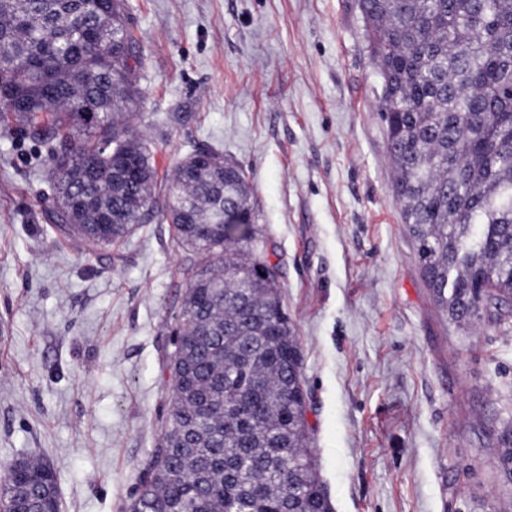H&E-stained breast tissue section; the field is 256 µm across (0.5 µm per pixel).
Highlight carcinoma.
Returning a JSON list of instances; mask_svg holds the SVG:
<instances>
[{
    "instance_id": "obj_1",
    "label": "carcinoma",
    "mask_w": 512,
    "mask_h": 512,
    "mask_svg": "<svg viewBox=\"0 0 512 512\" xmlns=\"http://www.w3.org/2000/svg\"><path fill=\"white\" fill-rule=\"evenodd\" d=\"M383 78L392 192L423 281L456 324L512 317V0H359ZM136 43L123 0H0V118L51 144L58 228L108 245L157 215L189 250L172 396L129 512H332L308 448L303 364L276 267L244 248L257 214L244 169L195 166L155 192L129 106ZM128 153L139 173L113 167ZM94 206L77 210L78 197ZM106 214L110 224L93 226ZM266 275H261V272ZM512 476V426L497 432ZM55 474L0 464V497Z\"/></svg>"
}]
</instances>
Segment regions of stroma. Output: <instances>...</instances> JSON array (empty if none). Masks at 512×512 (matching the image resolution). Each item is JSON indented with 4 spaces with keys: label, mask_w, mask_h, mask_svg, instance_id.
<instances>
[{
    "label": "stroma",
    "mask_w": 512,
    "mask_h": 512,
    "mask_svg": "<svg viewBox=\"0 0 512 512\" xmlns=\"http://www.w3.org/2000/svg\"><path fill=\"white\" fill-rule=\"evenodd\" d=\"M124 3L159 177L198 148L247 172L333 512H512V329L459 328L422 280L359 0ZM51 168L0 121V462L51 465L61 512H125L164 430L185 252L160 217L96 248L62 234ZM500 453L497 464L507 475L512 476V426L507 424L497 432Z\"/></svg>",
    "instance_id": "35a3bbf8"
}]
</instances>
